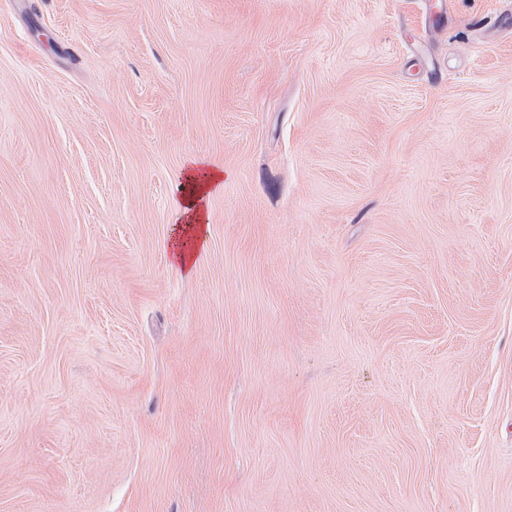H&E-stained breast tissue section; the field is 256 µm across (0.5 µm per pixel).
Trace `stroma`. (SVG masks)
<instances>
[{
	"mask_svg": "<svg viewBox=\"0 0 512 512\" xmlns=\"http://www.w3.org/2000/svg\"><path fill=\"white\" fill-rule=\"evenodd\" d=\"M425 2L0 0V512H512V0ZM205 159H192L184 175L181 195L173 201L174 213L185 228L169 243L172 260L188 274L208 246V200L224 187V170L211 168Z\"/></svg>",
	"mask_w": 512,
	"mask_h": 512,
	"instance_id": "stroma-1",
	"label": "stroma"
}]
</instances>
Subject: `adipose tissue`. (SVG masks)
Wrapping results in <instances>:
<instances>
[{"mask_svg":"<svg viewBox=\"0 0 512 512\" xmlns=\"http://www.w3.org/2000/svg\"><path fill=\"white\" fill-rule=\"evenodd\" d=\"M224 186V171L209 167L204 159L191 160L181 194L173 201L174 213L184 228L180 237L170 244L175 265L193 272L208 246V200Z\"/></svg>","mask_w":512,"mask_h":512,"instance_id":"ef3b65f1","label":"adipose tissue"}]
</instances>
